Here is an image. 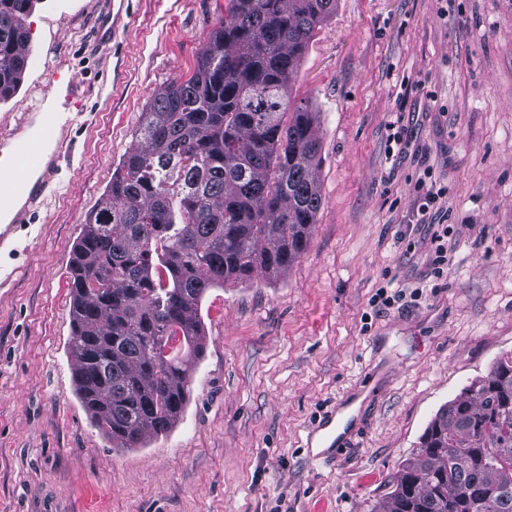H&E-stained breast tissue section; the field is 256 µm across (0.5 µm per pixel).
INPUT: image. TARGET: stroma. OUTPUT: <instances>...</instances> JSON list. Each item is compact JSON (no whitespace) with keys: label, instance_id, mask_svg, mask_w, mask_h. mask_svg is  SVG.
I'll return each instance as SVG.
<instances>
[{"label":"stroma","instance_id":"obj_1","mask_svg":"<svg viewBox=\"0 0 512 512\" xmlns=\"http://www.w3.org/2000/svg\"><path fill=\"white\" fill-rule=\"evenodd\" d=\"M223 16L224 0H38L29 18L0 136L41 113L51 68L90 92L57 188L0 243V512H371L436 412L512 352V0H338L290 86L322 127L305 251L208 291L170 433L119 448L94 426L67 353L72 249L152 94ZM382 286L401 297L371 309Z\"/></svg>","mask_w":512,"mask_h":512}]
</instances>
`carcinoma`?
Returning <instances> with one entry per match:
<instances>
[{
  "label": "carcinoma",
  "mask_w": 512,
  "mask_h": 512,
  "mask_svg": "<svg viewBox=\"0 0 512 512\" xmlns=\"http://www.w3.org/2000/svg\"><path fill=\"white\" fill-rule=\"evenodd\" d=\"M37 2L0 0V101L24 79ZM225 2L194 72L147 102L72 251L78 396L123 448L182 417L207 291L280 276L323 203L319 113L289 86L337 0ZM389 485L371 512H512V354L439 409Z\"/></svg>",
  "instance_id": "1"
}]
</instances>
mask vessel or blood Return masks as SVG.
Returning a JSON list of instances; mask_svg holds the SVG:
<instances>
[{"label": "vessel or blood", "mask_w": 512, "mask_h": 512, "mask_svg": "<svg viewBox=\"0 0 512 512\" xmlns=\"http://www.w3.org/2000/svg\"><path fill=\"white\" fill-rule=\"evenodd\" d=\"M52 89L57 110L22 126L9 156L0 160V224L29 223L33 205L59 175L62 143L57 134L70 127L73 113L82 111L86 94L75 76L59 73Z\"/></svg>", "instance_id": "1"}]
</instances>
